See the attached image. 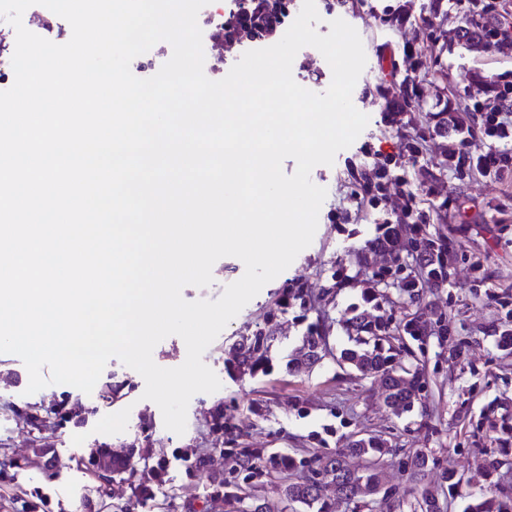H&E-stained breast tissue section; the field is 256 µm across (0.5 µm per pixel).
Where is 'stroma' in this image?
<instances>
[{
  "label": "stroma",
  "instance_id": "1",
  "mask_svg": "<svg viewBox=\"0 0 512 512\" xmlns=\"http://www.w3.org/2000/svg\"><path fill=\"white\" fill-rule=\"evenodd\" d=\"M435 18V39L425 43L419 70L422 122L457 88L485 98L496 75L512 72V50L487 56L457 38L460 15L448 10ZM344 19L359 33L367 58L352 93L354 106L370 118L361 133L366 139L378 133L377 85L411 63L403 55V35L380 24L372 10L348 12ZM292 75L317 93L332 80L329 64L311 46L297 53ZM440 159L432 152L427 167L410 170L408 178L435 183L467 209L466 223L434 214L427 226L436 243L455 253V273L425 288L417 306L400 296L404 268L375 288L370 303L362 287H336L337 262L353 272L363 262L387 265L382 254L365 248L376 235L372 219L330 221L344 204L349 170L366 164L358 145L340 151L333 165L311 172L312 182L327 191L312 243L205 350L202 360L222 387L191 398L183 435L165 428L159 407L142 397V376L119 359L107 362L92 393L54 384L29 395L22 360L0 354V512H248L263 502L271 512H308L281 494L291 471L264 464L247 479L228 469L227 454L247 448L264 461L272 455L297 460L359 435L381 436L396 449H427L433 462L418 474L387 463L386 485L401 495L415 485L432 489L446 512H463L474 498L512 490V350H500L494 336L512 316V184L457 180ZM243 273L239 259L221 258L211 286L184 287L182 296L217 300ZM356 308L383 316L394 334L415 316L448 322L446 339L430 337L415 351L426 388L423 403L411 411L394 415L384 405L380 379L340 364L341 351L352 345L345 322ZM256 331L271 339L268 366L239 370V345ZM310 336L322 339L321 361L290 370L291 355ZM104 447L114 454L106 480L92 461ZM492 455L504 464L489 473L485 460ZM445 471L452 482L442 480Z\"/></svg>",
  "mask_w": 512,
  "mask_h": 512
}]
</instances>
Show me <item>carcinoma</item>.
<instances>
[{
  "mask_svg": "<svg viewBox=\"0 0 512 512\" xmlns=\"http://www.w3.org/2000/svg\"><path fill=\"white\" fill-rule=\"evenodd\" d=\"M347 330L354 334L355 345L343 350L341 360L362 376L379 377L386 390L385 405L394 413L411 410L422 401L423 374L416 368L396 361L395 350H407L403 337L389 332L387 322L380 316L361 312L346 321ZM319 340L311 336L306 339L292 365L312 367L320 361ZM268 338L257 332L248 346L241 348L239 366L256 370L267 360ZM384 441L378 436L360 437L346 446L315 457L317 467H308L295 474L282 489L290 502H300L308 507H317L316 512H328L321 503V488L330 485L336 496L355 507H366L372 497L384 489ZM361 457L363 469L354 468L350 458ZM260 456L252 453L239 455L229 463L231 469L253 472ZM410 512H443L439 499L423 489L410 503ZM467 512H512V496L505 495L477 498Z\"/></svg>",
  "mask_w": 512,
  "mask_h": 512,
  "instance_id": "carcinoma-1",
  "label": "carcinoma"
}]
</instances>
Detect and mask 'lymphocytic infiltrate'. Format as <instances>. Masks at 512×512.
Here are the masks:
<instances>
[{
    "instance_id": "obj_1",
    "label": "lymphocytic infiltrate",
    "mask_w": 512,
    "mask_h": 512,
    "mask_svg": "<svg viewBox=\"0 0 512 512\" xmlns=\"http://www.w3.org/2000/svg\"><path fill=\"white\" fill-rule=\"evenodd\" d=\"M448 6L463 18L461 36L477 38L485 51L499 53L512 43V32L501 23L512 12V0H448ZM493 92V98L481 100L461 89L431 113L429 121L417 126L408 108L422 99L424 91L418 75L406 76L395 92L385 96L381 112V123L390 130L395 147L386 152L370 141L361 147L365 156L373 158V169L350 174L351 206L333 214L332 220L354 224L377 213L380 233L369 248L391 251L399 241L407 242L413 272L404 278V287L438 282L451 266L449 255L417 244L430 212L444 213L451 206L450 197L441 190L412 187L406 176L409 168L425 165L430 141L446 139L441 164L457 179L500 184L512 178V79L499 74Z\"/></svg>"
}]
</instances>
